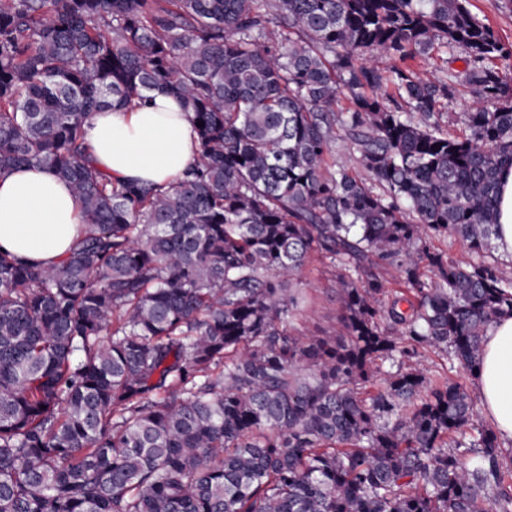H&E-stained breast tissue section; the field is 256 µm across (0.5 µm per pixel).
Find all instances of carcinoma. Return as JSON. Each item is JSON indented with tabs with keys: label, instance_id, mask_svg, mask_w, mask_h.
I'll list each match as a JSON object with an SVG mask.
<instances>
[{
	"label": "carcinoma",
	"instance_id": "1",
	"mask_svg": "<svg viewBox=\"0 0 512 512\" xmlns=\"http://www.w3.org/2000/svg\"><path fill=\"white\" fill-rule=\"evenodd\" d=\"M511 59L467 0H0V175L46 169L85 217L55 265L0 252V512H512L495 430L413 365L472 373L512 316L495 265L428 245L495 235ZM460 86L484 106L456 133ZM153 90L204 123L199 159L167 188L114 183L84 126ZM338 130L371 184L336 163ZM316 253L340 267L339 329L293 336ZM475 106L476 99H474L471 94H460L453 103H449L447 108L442 109L445 124H448L449 121V127L452 130L459 131L461 125L460 123L457 124V116H459L461 112H469ZM432 244L436 251L442 253L449 260L479 261L475 254L469 253L467 247L459 239L441 237L434 239Z\"/></svg>",
	"mask_w": 512,
	"mask_h": 512
}]
</instances>
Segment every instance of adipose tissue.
Returning <instances> with one entry per match:
<instances>
[{
  "label": "adipose tissue",
  "instance_id": "adipose-tissue-1",
  "mask_svg": "<svg viewBox=\"0 0 512 512\" xmlns=\"http://www.w3.org/2000/svg\"><path fill=\"white\" fill-rule=\"evenodd\" d=\"M148 103L95 113L85 126L93 164L120 182L175 183L199 156L193 124L172 94L149 92ZM495 244L512 260V169L498 195ZM83 230L80 202L50 172L21 167L0 177V250L42 265L69 253ZM477 390L500 439L512 441V317L491 324L483 338Z\"/></svg>",
  "mask_w": 512,
  "mask_h": 512
}]
</instances>
